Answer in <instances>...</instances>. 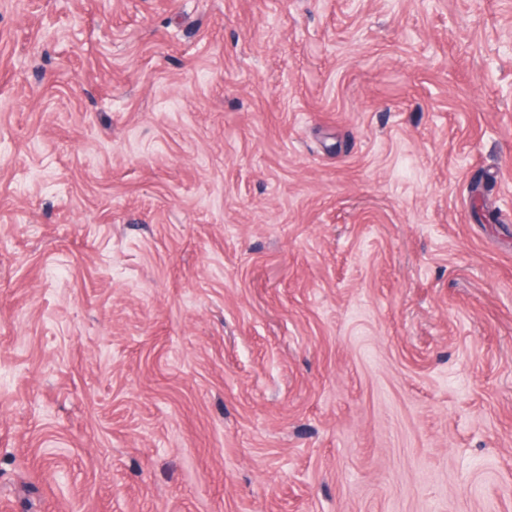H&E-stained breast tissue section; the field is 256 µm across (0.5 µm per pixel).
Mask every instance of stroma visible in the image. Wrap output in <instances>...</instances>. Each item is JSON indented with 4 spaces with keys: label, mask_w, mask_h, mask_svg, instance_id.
<instances>
[{
    "label": "stroma",
    "mask_w": 512,
    "mask_h": 512,
    "mask_svg": "<svg viewBox=\"0 0 512 512\" xmlns=\"http://www.w3.org/2000/svg\"><path fill=\"white\" fill-rule=\"evenodd\" d=\"M0 512H512V0H0Z\"/></svg>",
    "instance_id": "obj_1"
}]
</instances>
